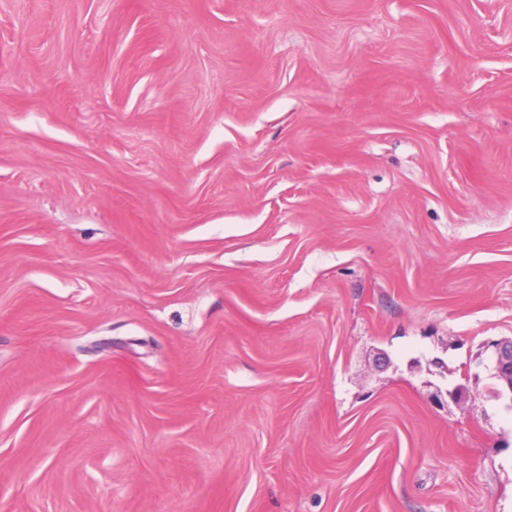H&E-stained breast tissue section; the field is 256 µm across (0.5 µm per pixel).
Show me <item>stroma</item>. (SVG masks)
Listing matches in <instances>:
<instances>
[{
    "label": "stroma",
    "mask_w": 512,
    "mask_h": 512,
    "mask_svg": "<svg viewBox=\"0 0 512 512\" xmlns=\"http://www.w3.org/2000/svg\"><path fill=\"white\" fill-rule=\"evenodd\" d=\"M511 337L512 0H0V512H512ZM493 346V375L512 393V339L499 341Z\"/></svg>",
    "instance_id": "35a3bbf8"
}]
</instances>
